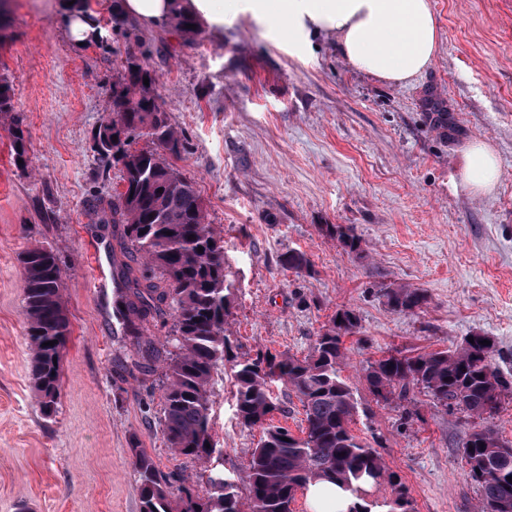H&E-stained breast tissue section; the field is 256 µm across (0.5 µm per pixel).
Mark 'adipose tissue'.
<instances>
[{
	"label": "adipose tissue",
	"instance_id": "adipose-tissue-1",
	"mask_svg": "<svg viewBox=\"0 0 512 512\" xmlns=\"http://www.w3.org/2000/svg\"><path fill=\"white\" fill-rule=\"evenodd\" d=\"M177 5L210 26L240 16L277 26L292 46L320 34L335 36L339 54L351 67L390 84L421 75L438 49L430 0H124L122 10L142 23L165 26ZM457 174L464 191L492 193L501 174L494 146L480 140L467 143Z\"/></svg>",
	"mask_w": 512,
	"mask_h": 512
}]
</instances>
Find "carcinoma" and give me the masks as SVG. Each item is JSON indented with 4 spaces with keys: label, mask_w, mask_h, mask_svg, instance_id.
<instances>
[{
    "label": "carcinoma",
    "mask_w": 512,
    "mask_h": 512,
    "mask_svg": "<svg viewBox=\"0 0 512 512\" xmlns=\"http://www.w3.org/2000/svg\"><path fill=\"white\" fill-rule=\"evenodd\" d=\"M176 29L189 39L201 34L195 17L178 9ZM149 84H144V79ZM156 79L135 58L126 59L124 73L112 86L108 112L93 135V149L108 168L122 167L124 190L116 199L96 201L102 221L120 226V254L127 259L117 289L114 313L124 333L134 339L136 354L150 367L167 354L161 390L162 434L174 454L190 460L209 459L216 448L210 428L212 381L224 365V323L231 290L226 284L224 238L207 224L204 202L194 184L163 156L179 153L180 134L158 102ZM15 111L13 88L0 76V114ZM117 139H112V136ZM145 137L146 149H133ZM13 160L28 164L23 129L12 134ZM163 192H158V189ZM321 231L348 253H360L361 241L346 224H323ZM203 252H198V248ZM24 278L26 337L32 351L31 376L43 415L57 412L61 365L70 336L62 301V269L54 252L43 244L19 257ZM283 264L311 271L302 252L290 251ZM388 305L400 312L422 307L426 295L417 288L388 285L381 289ZM172 320L171 334L158 348L149 325ZM356 315L340 309L317 333L310 352L297 358L267 355L235 366L236 412L242 425L258 427L262 436L250 451L249 503L242 508L233 483L209 478L211 491L198 496L187 479L174 485L153 458L132 443V465L140 478L141 512H292L298 491L314 481H330L349 492L348 512H414L401 477L380 454L356 437L350 424L357 413L351 387L341 378L342 338L355 332ZM476 335L454 349L416 356L386 354L364 368V380L378 402L406 400L412 388L423 389L433 405L459 409L482 421L494 418L512 381L492 362L493 345ZM54 345H48V342ZM281 382L302 405L303 436L268 423L282 410L270 390ZM466 478L481 489L478 512L495 504L512 509V444L500 440L494 426L475 427L462 443ZM387 483L393 497L379 500L373 489Z\"/></svg>",
    "instance_id": "1"
}]
</instances>
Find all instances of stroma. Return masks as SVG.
<instances>
[{"instance_id":"obj_1","label":"stroma","mask_w":512,"mask_h":512,"mask_svg":"<svg viewBox=\"0 0 512 512\" xmlns=\"http://www.w3.org/2000/svg\"><path fill=\"white\" fill-rule=\"evenodd\" d=\"M91 2L104 45L72 42L67 0H13L0 41L16 107L0 117V512L21 503L29 512H140L134 443L199 494L220 474L247 499L261 431L237 419L232 368L306 355L340 309L358 318L343 339L342 376L358 403L353 433L398 472L415 512H476L480 491L466 482L460 452L474 419L435 407L420 389L375 401L363 369L390 350L452 349L480 334L493 341L496 368L512 374V0H431L437 55L405 85L354 71L332 35L297 49L274 27L229 18L191 40L170 25L113 22L121 0ZM130 56L155 75L182 138L172 162L224 238L232 304L210 396L218 451L205 464L167 448L162 364L147 374L124 368L115 290L90 286L87 254L113 245L92 203L122 189L119 167L103 168L92 135ZM430 92L447 107L450 134L424 105ZM17 125L28 137L24 169L11 155ZM476 139L500 157L489 196L457 183L458 153ZM324 224L353 226L361 254L325 236ZM36 243L58 258L72 329L49 418L31 381L18 261ZM291 250L307 254L311 272L282 265ZM391 283L420 289L426 303L393 310L379 292Z\"/></svg>"}]
</instances>
